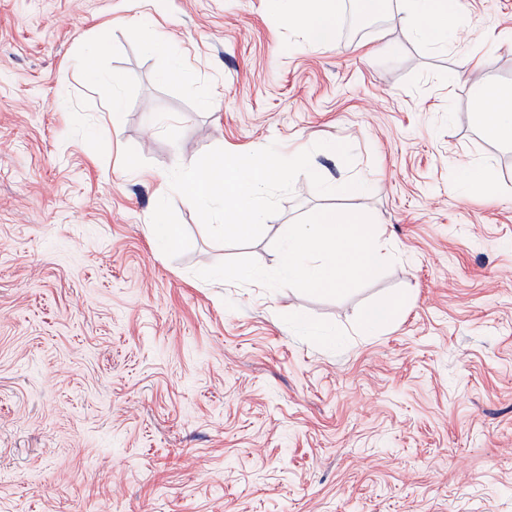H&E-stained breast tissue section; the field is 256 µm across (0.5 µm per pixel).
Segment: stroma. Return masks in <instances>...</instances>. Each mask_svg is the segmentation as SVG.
<instances>
[{"label": "stroma", "instance_id": "obj_1", "mask_svg": "<svg viewBox=\"0 0 512 512\" xmlns=\"http://www.w3.org/2000/svg\"><path fill=\"white\" fill-rule=\"evenodd\" d=\"M349 24L325 48L264 0H0V512H512V148L477 124L473 81L512 84L491 36L512 0H465L443 48L403 0ZM152 31L193 82L165 78ZM102 34L115 123L81 71ZM273 143L368 193L296 179L229 246L159 189L211 148ZM464 163L491 189L456 195ZM158 205L178 249L147 231ZM329 207L372 222L376 278L232 277L273 269L287 225ZM388 298L396 321L357 335Z\"/></svg>", "mask_w": 512, "mask_h": 512}]
</instances>
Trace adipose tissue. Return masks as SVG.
Here are the masks:
<instances>
[{"mask_svg":"<svg viewBox=\"0 0 512 512\" xmlns=\"http://www.w3.org/2000/svg\"><path fill=\"white\" fill-rule=\"evenodd\" d=\"M410 28L429 44L447 41L459 21L458 0H404ZM268 13L298 20L307 40L326 46L336 41L342 0H265ZM477 117L487 134L512 143V85L481 88ZM381 244L356 214L325 209L309 222L288 225L274 269H235L245 281L301 282L317 292L335 293L350 279L376 275Z\"/></svg>","mask_w":512,"mask_h":512,"instance_id":"1","label":"adipose tissue"}]
</instances>
